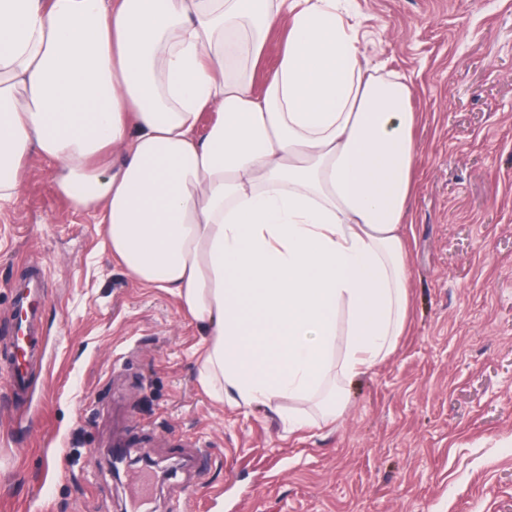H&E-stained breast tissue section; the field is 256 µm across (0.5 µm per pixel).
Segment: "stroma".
Segmentation results:
<instances>
[{
  "label": "stroma",
  "instance_id": "35a3bbf8",
  "mask_svg": "<svg viewBox=\"0 0 512 512\" xmlns=\"http://www.w3.org/2000/svg\"><path fill=\"white\" fill-rule=\"evenodd\" d=\"M371 65L406 74L419 114L409 313L392 355L337 379L343 415L288 433L214 401L201 333L136 282L46 161L0 207V358L21 266L46 301L44 361L16 416L0 373V512H120L104 455L179 468L150 512H512V0H347Z\"/></svg>",
  "mask_w": 512,
  "mask_h": 512
}]
</instances>
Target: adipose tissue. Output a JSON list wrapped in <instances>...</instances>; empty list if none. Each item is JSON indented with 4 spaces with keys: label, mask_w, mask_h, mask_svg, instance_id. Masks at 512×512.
Here are the masks:
<instances>
[{
    "label": "adipose tissue",
    "mask_w": 512,
    "mask_h": 512,
    "mask_svg": "<svg viewBox=\"0 0 512 512\" xmlns=\"http://www.w3.org/2000/svg\"><path fill=\"white\" fill-rule=\"evenodd\" d=\"M411 96L363 63L341 0H0V204L49 161L103 248L199 327L208 394L299 431L283 401L403 334ZM284 34L281 30H273L264 46L260 64L255 75L256 86H261L265 78L274 70L277 65Z\"/></svg>",
    "instance_id": "obj_1"
}]
</instances>
